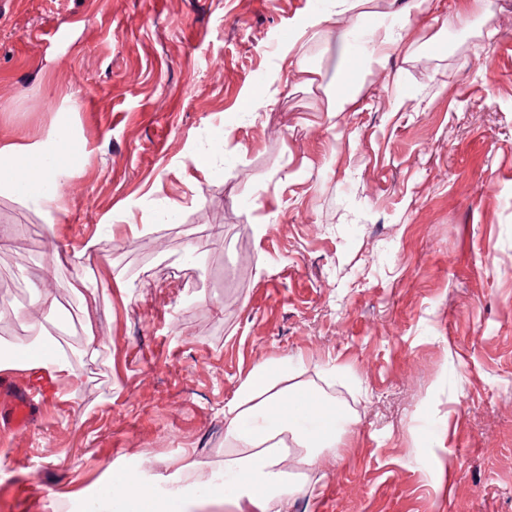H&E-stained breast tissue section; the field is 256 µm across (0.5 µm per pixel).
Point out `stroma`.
Here are the masks:
<instances>
[{"instance_id":"35a3bbf8","label":"stroma","mask_w":512,"mask_h":512,"mask_svg":"<svg viewBox=\"0 0 512 512\" xmlns=\"http://www.w3.org/2000/svg\"><path fill=\"white\" fill-rule=\"evenodd\" d=\"M462 5L431 0L331 112L343 56L311 20L392 0H0V146L64 125L79 149L51 211L0 194V345L60 317L100 345L0 441V512H141L113 469L187 467L234 512L224 404L286 356L355 425L283 512H512V0Z\"/></svg>"}]
</instances>
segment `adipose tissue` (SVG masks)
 I'll list each match as a JSON object with an SVG mask.
<instances>
[{
    "instance_id": "ef3b65f1",
    "label": "adipose tissue",
    "mask_w": 512,
    "mask_h": 512,
    "mask_svg": "<svg viewBox=\"0 0 512 512\" xmlns=\"http://www.w3.org/2000/svg\"><path fill=\"white\" fill-rule=\"evenodd\" d=\"M325 29L341 51L351 53L352 68L358 74L381 65L403 38V27L396 21L378 25L361 41L356 29ZM71 152V135L64 127L20 151L0 147V192L50 208L61 186L75 174L66 160ZM293 366L291 359L284 358L275 365L255 367L237 395L224 405V441L234 452L225 458L221 475L238 512H270L272 503L303 492L301 480L288 470L285 446L302 448V464L312 465L316 448L335 447L339 436L353 426L340 407L314 403L303 387L277 389V382L287 379ZM311 414L322 417L321 428L313 433L303 425Z\"/></svg>"
}]
</instances>
